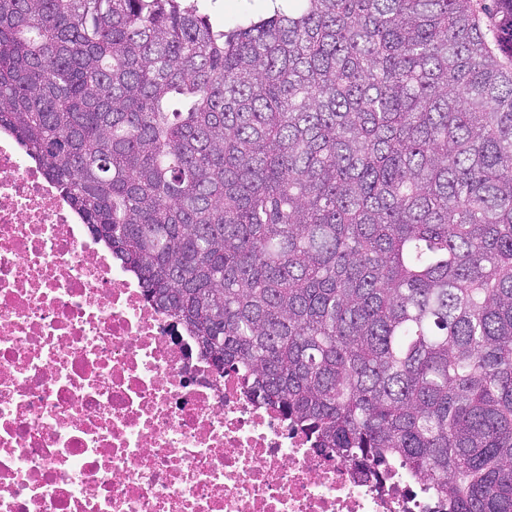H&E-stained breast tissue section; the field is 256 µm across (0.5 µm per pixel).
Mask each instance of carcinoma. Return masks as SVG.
I'll use <instances>...</instances> for the list:
<instances>
[{
  "instance_id": "obj_1",
  "label": "carcinoma",
  "mask_w": 512,
  "mask_h": 512,
  "mask_svg": "<svg viewBox=\"0 0 512 512\" xmlns=\"http://www.w3.org/2000/svg\"><path fill=\"white\" fill-rule=\"evenodd\" d=\"M0 0V130L249 390L512 512V0ZM269 3L266 0H198L199 8L219 27L263 14Z\"/></svg>"
}]
</instances>
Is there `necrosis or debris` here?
<instances>
[{
	"mask_svg": "<svg viewBox=\"0 0 512 512\" xmlns=\"http://www.w3.org/2000/svg\"><path fill=\"white\" fill-rule=\"evenodd\" d=\"M326 457L111 259L0 137V512H440Z\"/></svg>",
	"mask_w": 512,
	"mask_h": 512,
	"instance_id": "necrosis-or-debris-1",
	"label": "necrosis or debris"
}]
</instances>
